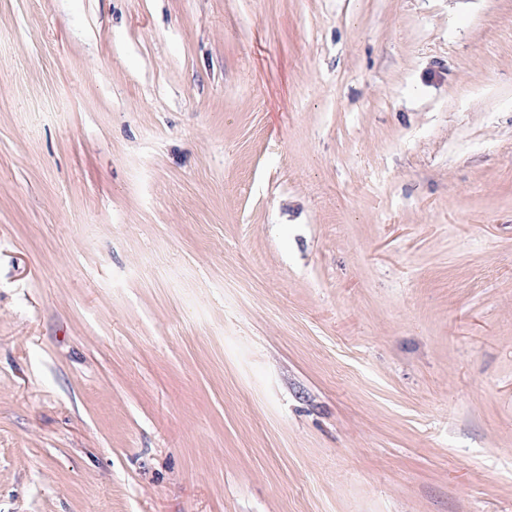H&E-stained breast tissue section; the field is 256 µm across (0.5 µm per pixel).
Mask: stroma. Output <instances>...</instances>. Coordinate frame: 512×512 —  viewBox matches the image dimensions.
Instances as JSON below:
<instances>
[{
    "label": "stroma",
    "mask_w": 512,
    "mask_h": 512,
    "mask_svg": "<svg viewBox=\"0 0 512 512\" xmlns=\"http://www.w3.org/2000/svg\"><path fill=\"white\" fill-rule=\"evenodd\" d=\"M0 512H512V0H0Z\"/></svg>",
    "instance_id": "stroma-1"
}]
</instances>
